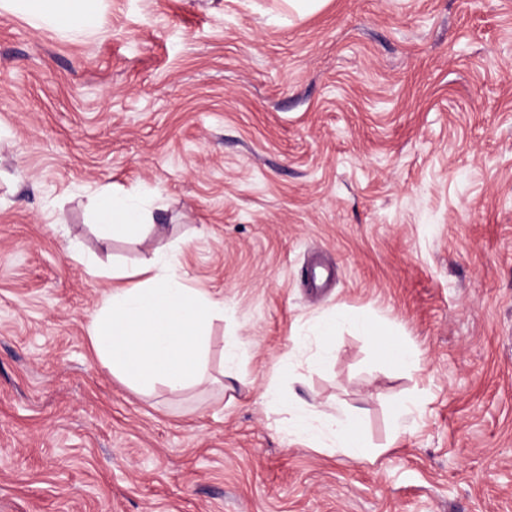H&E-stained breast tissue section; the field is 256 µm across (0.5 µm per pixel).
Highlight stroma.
Instances as JSON below:
<instances>
[{
  "label": "stroma",
  "instance_id": "stroma-1",
  "mask_svg": "<svg viewBox=\"0 0 512 512\" xmlns=\"http://www.w3.org/2000/svg\"><path fill=\"white\" fill-rule=\"evenodd\" d=\"M105 187L155 231L101 239ZM71 239L223 300L208 384L99 363L112 282ZM339 309L386 346L346 325L308 367ZM272 383L379 456L289 437ZM0 512H512V0H99L76 38L0 10ZM344 323L354 326L362 336H365L374 344L378 346L384 345V341L382 339L383 335L379 332L377 326L372 320L364 316H351L341 309L336 310V312L318 325L317 335L323 337L332 336Z\"/></svg>",
  "mask_w": 512,
  "mask_h": 512
}]
</instances>
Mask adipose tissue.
<instances>
[{
    "label": "adipose tissue",
    "instance_id": "1",
    "mask_svg": "<svg viewBox=\"0 0 512 512\" xmlns=\"http://www.w3.org/2000/svg\"><path fill=\"white\" fill-rule=\"evenodd\" d=\"M96 2L0 0V8L27 15L33 26L79 35L94 24ZM95 207L102 218V237L118 233L135 241L147 230L146 211L136 198L106 193L96 197ZM112 276L121 285L104 295L90 327L91 345L102 366L140 391L159 384L180 392L209 382L207 342L220 302L189 287L169 252L113 269ZM264 397L275 412L287 414L289 434L315 448L369 459L359 420L320 411L299 399H283L273 388Z\"/></svg>",
    "mask_w": 512,
    "mask_h": 512
}]
</instances>
